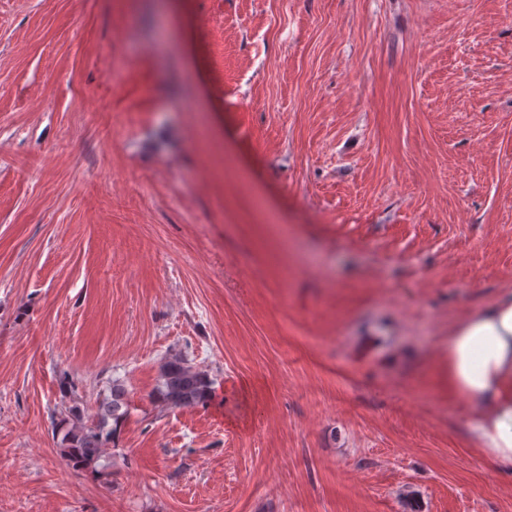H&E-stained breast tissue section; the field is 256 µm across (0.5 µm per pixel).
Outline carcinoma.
I'll use <instances>...</instances> for the list:
<instances>
[{
	"instance_id": "cac0c4a2",
	"label": "carcinoma",
	"mask_w": 512,
	"mask_h": 512,
	"mask_svg": "<svg viewBox=\"0 0 512 512\" xmlns=\"http://www.w3.org/2000/svg\"><path fill=\"white\" fill-rule=\"evenodd\" d=\"M158 397L168 408L195 406L211 395L208 375L182 354H171L161 362ZM128 413L125 391L112 384V398L99 404L90 422L83 421L81 410H70L62 443L64 456L76 467L94 465L112 442V424L119 423Z\"/></svg>"
}]
</instances>
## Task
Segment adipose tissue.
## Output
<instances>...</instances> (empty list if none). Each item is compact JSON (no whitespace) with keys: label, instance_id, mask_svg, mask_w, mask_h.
Here are the masks:
<instances>
[{"label":"adipose tissue","instance_id":"1","mask_svg":"<svg viewBox=\"0 0 512 512\" xmlns=\"http://www.w3.org/2000/svg\"><path fill=\"white\" fill-rule=\"evenodd\" d=\"M448 389L475 402L469 426L481 453L512 473V295L453 329Z\"/></svg>","mask_w":512,"mask_h":512}]
</instances>
